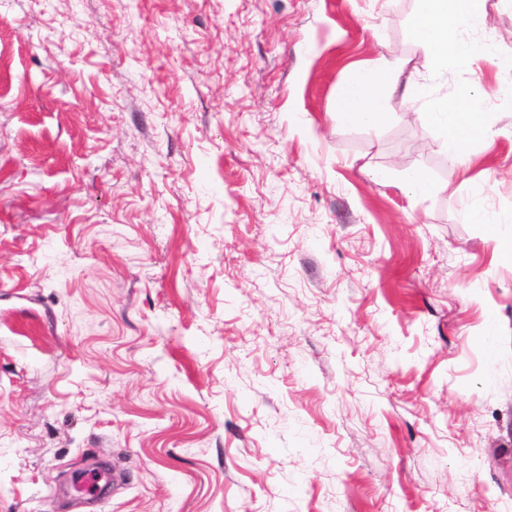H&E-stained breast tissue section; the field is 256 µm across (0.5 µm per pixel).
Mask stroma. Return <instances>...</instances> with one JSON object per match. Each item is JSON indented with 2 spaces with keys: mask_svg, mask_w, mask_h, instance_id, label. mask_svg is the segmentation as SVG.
I'll return each instance as SVG.
<instances>
[{
  "mask_svg": "<svg viewBox=\"0 0 512 512\" xmlns=\"http://www.w3.org/2000/svg\"><path fill=\"white\" fill-rule=\"evenodd\" d=\"M414 9L0 0V512H512L497 67L431 84L495 111L461 165L400 96L334 113L423 71ZM470 36L512 53V0Z\"/></svg>",
  "mask_w": 512,
  "mask_h": 512,
  "instance_id": "obj_1",
  "label": "stroma"
}]
</instances>
